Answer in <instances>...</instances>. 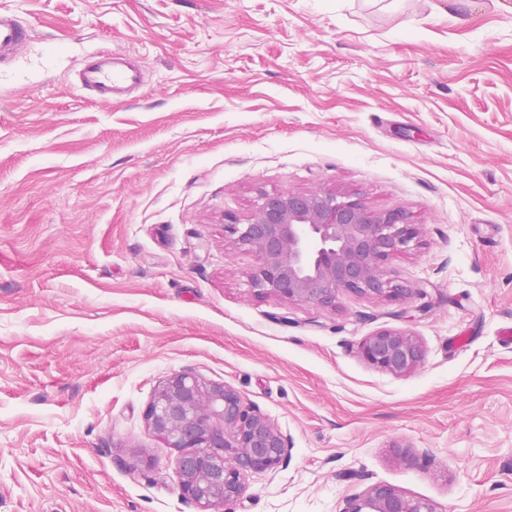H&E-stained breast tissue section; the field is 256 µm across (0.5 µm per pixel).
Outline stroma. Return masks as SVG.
Here are the masks:
<instances>
[{"instance_id":"1","label":"stroma","mask_w":512,"mask_h":512,"mask_svg":"<svg viewBox=\"0 0 512 512\" xmlns=\"http://www.w3.org/2000/svg\"><path fill=\"white\" fill-rule=\"evenodd\" d=\"M0 11L31 31L0 64V512H197L143 419L178 371L291 441L228 512H342L375 483L512 512V0ZM103 50L143 71L124 102L75 86ZM320 185L422 225L389 262L405 300L254 296L225 213ZM382 328L422 366L366 364ZM362 359L375 369L403 377L417 370L425 351L419 338L409 330L383 328L359 343Z\"/></svg>"}]
</instances>
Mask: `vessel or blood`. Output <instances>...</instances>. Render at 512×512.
I'll use <instances>...</instances> for the list:
<instances>
[{
    "label": "vessel or blood",
    "instance_id": "b4317fda",
    "mask_svg": "<svg viewBox=\"0 0 512 512\" xmlns=\"http://www.w3.org/2000/svg\"><path fill=\"white\" fill-rule=\"evenodd\" d=\"M27 37L28 29L16 14L0 11V56L17 50ZM142 82L141 71L128 65L123 55L112 52L93 57L77 76L80 88L96 92L106 102L125 97Z\"/></svg>",
    "mask_w": 512,
    "mask_h": 512
}]
</instances>
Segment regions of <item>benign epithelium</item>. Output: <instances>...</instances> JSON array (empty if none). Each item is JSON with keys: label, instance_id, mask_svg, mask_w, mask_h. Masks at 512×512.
I'll return each instance as SVG.
<instances>
[{"label": "benign epithelium", "instance_id": "benign-epithelium-1", "mask_svg": "<svg viewBox=\"0 0 512 512\" xmlns=\"http://www.w3.org/2000/svg\"><path fill=\"white\" fill-rule=\"evenodd\" d=\"M224 232L256 258L249 275L258 298L335 309L342 295L389 300L409 295L388 267L421 243L422 225L402 209L372 210L359 198L323 186L306 192H260L247 222L229 218ZM362 359L403 377L425 351L409 330L383 328L359 343ZM148 429L180 450V495L198 512H224L243 497L248 473L283 464L289 439L233 387L178 372L165 378L144 410ZM342 512H439L423 498L390 484H374L345 500Z\"/></svg>", "mask_w": 512, "mask_h": 512}]
</instances>
